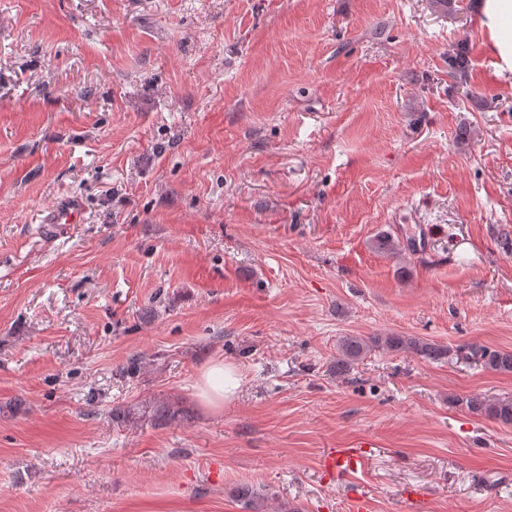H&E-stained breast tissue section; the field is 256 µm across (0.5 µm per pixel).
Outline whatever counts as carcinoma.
Here are the masks:
<instances>
[{
    "label": "carcinoma",
    "instance_id": "cac0c4a2",
    "mask_svg": "<svg viewBox=\"0 0 512 512\" xmlns=\"http://www.w3.org/2000/svg\"><path fill=\"white\" fill-rule=\"evenodd\" d=\"M450 72L464 79L469 71V58L465 48L458 44L448 51ZM372 248L382 254L393 255L400 252L399 242L387 231L379 233L372 240ZM374 349L390 352H410L429 362L442 361L450 356L472 362L502 374H512V351L497 350L477 343L461 344L456 347L444 346L435 341L416 336H344L338 343L336 375L343 376L353 365L362 360ZM468 412L486 417L502 425H512V399H489L481 395H470L458 400ZM152 417L161 424H168L183 417V411L167 404L150 408ZM237 496L248 512H266L267 495L249 485L237 488Z\"/></svg>",
    "mask_w": 512,
    "mask_h": 512
}]
</instances>
